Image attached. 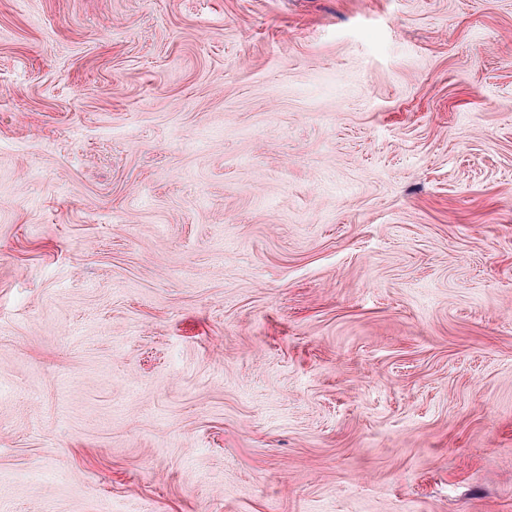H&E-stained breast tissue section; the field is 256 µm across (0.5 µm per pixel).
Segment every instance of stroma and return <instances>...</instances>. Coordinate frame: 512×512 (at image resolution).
Wrapping results in <instances>:
<instances>
[{
	"mask_svg": "<svg viewBox=\"0 0 512 512\" xmlns=\"http://www.w3.org/2000/svg\"><path fill=\"white\" fill-rule=\"evenodd\" d=\"M0 512H512V0H0Z\"/></svg>",
	"mask_w": 512,
	"mask_h": 512,
	"instance_id": "obj_1",
	"label": "stroma"
}]
</instances>
